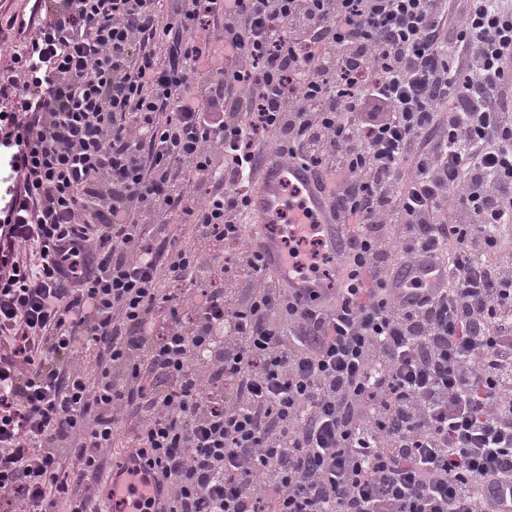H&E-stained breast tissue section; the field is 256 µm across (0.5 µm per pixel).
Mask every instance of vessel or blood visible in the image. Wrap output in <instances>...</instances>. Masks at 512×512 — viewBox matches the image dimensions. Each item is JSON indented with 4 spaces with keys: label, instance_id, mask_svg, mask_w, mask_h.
<instances>
[{
    "label": "vessel or blood",
    "instance_id": "1",
    "mask_svg": "<svg viewBox=\"0 0 512 512\" xmlns=\"http://www.w3.org/2000/svg\"><path fill=\"white\" fill-rule=\"evenodd\" d=\"M291 174L307 192L306 198L291 204L281 190L282 174ZM287 211L292 223L318 228L323 236L328 253L333 258V278L329 284L300 282L292 275V265L286 258L281 240L272 231V214ZM249 237L257 244L263 266L270 269L286 287L297 293L301 300H309L311 293L319 295L336 294L342 288V272L347 256L348 235L344 225L338 224L327 205V193L317 181L313 171L304 163L291 160L279 153H268L260 166L256 186L246 209ZM419 278L429 285H437L442 273L437 266L425 261L399 264L394 271L393 284L396 294L402 301L412 304L423 299V292L405 289V282ZM133 457H126L123 472H111L106 480L103 493L105 512H132L128 498L134 491L146 493L160 489L158 477L149 471H141L139 477L128 476ZM484 498L494 500L499 512H512V484H484Z\"/></svg>",
    "mask_w": 512,
    "mask_h": 512
}]
</instances>
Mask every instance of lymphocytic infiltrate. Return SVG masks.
I'll list each match as a JSON object with an SVG mask.
<instances>
[{"instance_id": "lymphocytic-infiltrate-1", "label": "lymphocytic infiltrate", "mask_w": 512, "mask_h": 512, "mask_svg": "<svg viewBox=\"0 0 512 512\" xmlns=\"http://www.w3.org/2000/svg\"><path fill=\"white\" fill-rule=\"evenodd\" d=\"M158 2L39 0L0 70V504L101 512L123 433L164 512H485L512 482V0ZM269 141L333 189L336 302L247 243ZM424 255L436 293L392 299ZM442 277L440 269L428 262L401 263L394 271V291L402 301L409 304L416 303L429 295L434 288H424L423 291L416 292L407 290V288H400V286L413 278H420L428 282L430 286H436L442 280ZM484 499H492L499 504L498 512L512 511V484L511 483H493L484 484L482 489Z\"/></svg>"}]
</instances>
